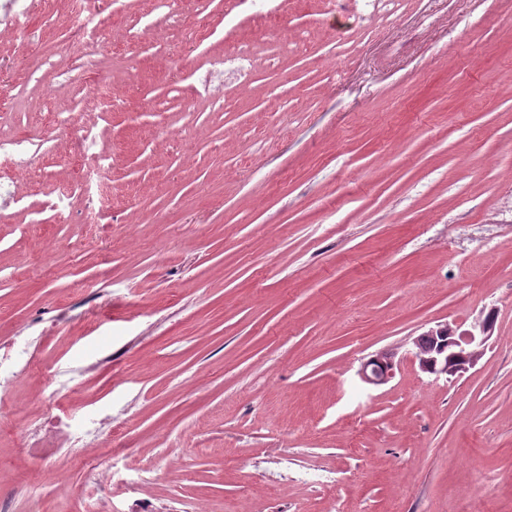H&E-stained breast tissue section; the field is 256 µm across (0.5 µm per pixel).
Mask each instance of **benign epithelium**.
<instances>
[{
    "instance_id": "1",
    "label": "benign epithelium",
    "mask_w": 512,
    "mask_h": 512,
    "mask_svg": "<svg viewBox=\"0 0 512 512\" xmlns=\"http://www.w3.org/2000/svg\"><path fill=\"white\" fill-rule=\"evenodd\" d=\"M490 333L491 327L481 317L470 329L461 333L447 324L439 325L424 333V336L434 340L427 353L416 351L414 356L423 372L437 376H454L478 364L485 354ZM366 367L370 371L362 372L365 382L373 385L385 384L393 375V356L382 353L369 360Z\"/></svg>"
}]
</instances>
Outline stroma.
Masks as SVG:
<instances>
[{
	"instance_id": "1",
	"label": "stroma",
	"mask_w": 512,
	"mask_h": 512,
	"mask_svg": "<svg viewBox=\"0 0 512 512\" xmlns=\"http://www.w3.org/2000/svg\"><path fill=\"white\" fill-rule=\"evenodd\" d=\"M16 4L0 512H512V0H111L105 115L51 50L64 0ZM49 103L110 167L104 240ZM488 312L475 368L420 370L418 336ZM393 356L391 353H382L369 360L364 366L362 378L373 385H381L388 382L393 375ZM371 367L370 373L367 369Z\"/></svg>"
}]
</instances>
